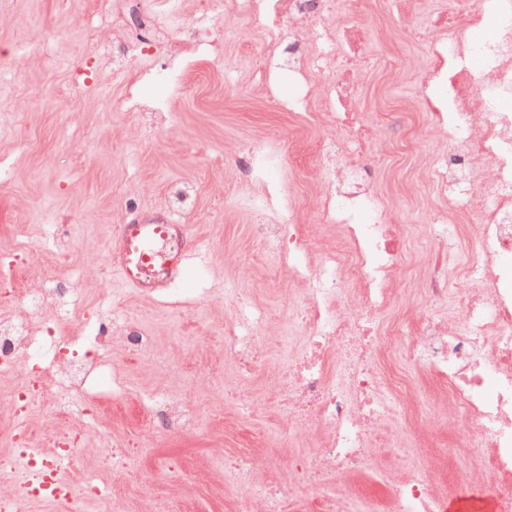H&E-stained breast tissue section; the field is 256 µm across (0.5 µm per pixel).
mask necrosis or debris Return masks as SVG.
Returning <instances> with one entry per match:
<instances>
[{"mask_svg":"<svg viewBox=\"0 0 512 512\" xmlns=\"http://www.w3.org/2000/svg\"><path fill=\"white\" fill-rule=\"evenodd\" d=\"M264 25L267 54L257 75L273 85L290 72L292 59H306L314 95L286 103L284 112H314L332 124L334 135L320 140L308 167L323 186L315 212L336 227V244L315 247L298 217L294 196L276 193L247 202L252 235L263 254L287 266L302 283L296 320L281 337L283 348H297L283 368V393L272 408L286 406L289 417L312 418L325 432L318 458L282 457L262 452L253 437L232 451L237 471L234 512H347L343 500L320 493L296 501L276 481L254 486L243 464L257 461L271 471L287 469L317 484L320 474L340 469L363 474L370 449L385 463L398 461L381 422L390 416L410 420L412 385L398 370L380 369L399 343L406 359L448 386V409L468 430L457 443L477 448L480 469L494 479L495 512H512V0H452L434 21L443 37L431 42L427 79L420 93L431 111L443 146L429 173L440 190L465 194L473 178L489 187L485 200L463 203L456 215L434 213L430 237L445 245L456 226L473 230L479 259L463 272V312L456 319H403L379 326V314L394 302L392 283L403 273L400 243L405 231L369 179L371 131L354 104L370 67L359 60L356 25H337L335 0H202L192 19L182 17L181 0H113L100 15L103 28L120 17L135 18L126 41L113 45L112 62L130 74L170 82L179 56L216 50L226 13ZM491 15V36L458 34L460 23ZM480 58L473 73L469 61ZM321 109H314V102ZM252 180L275 184L282 158L272 139L255 141L245 157ZM369 220L358 223L361 212ZM88 282L74 279L31 290L16 285L0 292V377L18 376L10 391L11 452L0 459V512H26L37 504L33 487L41 480L64 479L83 455L86 433L97 422L98 407L87 397L97 374L104 343L119 340L129 357L145 354L151 338L140 323L120 312L86 309ZM83 334L71 337L73 319ZM264 312L237 298L224 325L225 351L240 367L262 362L266 351L256 330ZM60 421L77 420L75 429L54 437L57 457L50 466L34 459V413ZM149 419L159 431L190 432L194 413L183 400L152 398ZM446 497L435 479L414 470L391 485L380 512H446Z\"/></svg>","mask_w":512,"mask_h":512,"instance_id":"necrosis-or-debris-1","label":"necrosis or debris"}]
</instances>
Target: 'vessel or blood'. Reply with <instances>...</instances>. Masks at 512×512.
I'll list each match as a JSON object with an SVG mask.
<instances>
[{
	"label": "vessel or blood",
	"mask_w": 512,
	"mask_h": 512,
	"mask_svg": "<svg viewBox=\"0 0 512 512\" xmlns=\"http://www.w3.org/2000/svg\"><path fill=\"white\" fill-rule=\"evenodd\" d=\"M158 236L186 241L190 238L189 227L175 223L168 215L148 219L139 214L117 226L109 246L110 261L125 287L144 293L170 287L185 279L189 260L187 249L175 251L158 264L148 255L150 244Z\"/></svg>",
	"instance_id": "vessel-or-blood-1"
}]
</instances>
